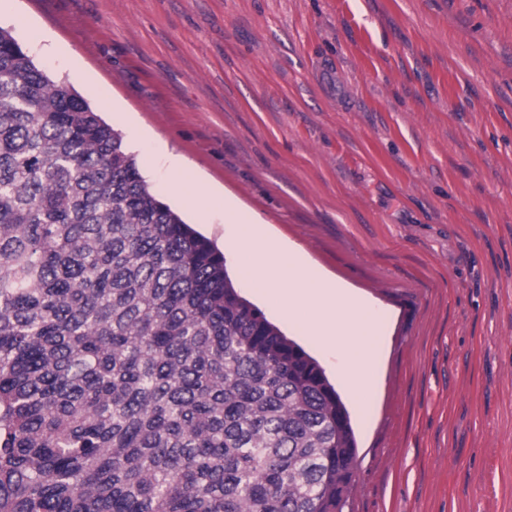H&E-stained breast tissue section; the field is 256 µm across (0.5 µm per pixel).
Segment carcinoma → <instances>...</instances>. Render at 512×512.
Returning a JSON list of instances; mask_svg holds the SVG:
<instances>
[{
  "label": "carcinoma",
  "instance_id": "cac0c4a2",
  "mask_svg": "<svg viewBox=\"0 0 512 512\" xmlns=\"http://www.w3.org/2000/svg\"><path fill=\"white\" fill-rule=\"evenodd\" d=\"M324 368L0 27V512H343Z\"/></svg>",
  "mask_w": 512,
  "mask_h": 512
}]
</instances>
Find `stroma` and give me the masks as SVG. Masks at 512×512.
I'll return each mask as SVG.
<instances>
[{
	"instance_id": "stroma-1",
	"label": "stroma",
	"mask_w": 512,
	"mask_h": 512,
	"mask_svg": "<svg viewBox=\"0 0 512 512\" xmlns=\"http://www.w3.org/2000/svg\"><path fill=\"white\" fill-rule=\"evenodd\" d=\"M0 27L333 384L166 155L380 309L345 512H512V0H13Z\"/></svg>"
}]
</instances>
